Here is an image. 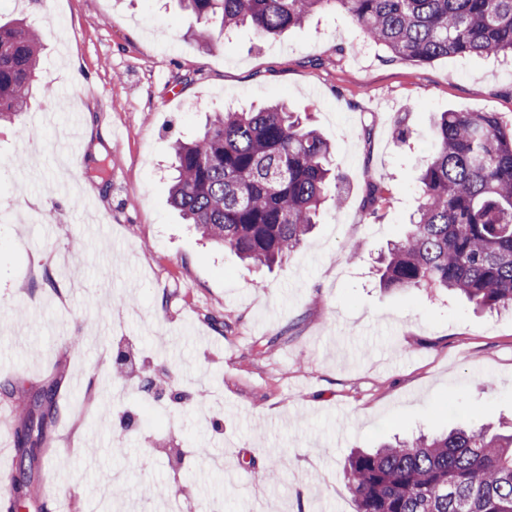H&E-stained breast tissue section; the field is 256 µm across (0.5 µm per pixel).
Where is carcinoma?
Instances as JSON below:
<instances>
[{
    "instance_id": "obj_1",
    "label": "carcinoma",
    "mask_w": 512,
    "mask_h": 512,
    "mask_svg": "<svg viewBox=\"0 0 512 512\" xmlns=\"http://www.w3.org/2000/svg\"><path fill=\"white\" fill-rule=\"evenodd\" d=\"M211 46L220 17L225 39L249 25L261 37L299 27L339 5L363 39L394 57L430 63L448 56L512 57V0H182ZM43 30L31 21L0 24V121L24 111L33 91ZM435 150L420 177L416 216L388 248L385 289L445 288L483 310L512 308V120L497 112H443ZM171 206L202 236L253 264L293 255L340 183L330 146L280 103L209 115L190 141L173 145ZM383 182L368 189L369 214L389 203ZM24 415L23 438L41 440L54 418ZM344 470L356 512H512V433L452 430L355 450Z\"/></svg>"
}]
</instances>
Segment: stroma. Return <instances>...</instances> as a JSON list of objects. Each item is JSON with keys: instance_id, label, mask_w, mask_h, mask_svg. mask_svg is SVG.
Listing matches in <instances>:
<instances>
[{"instance_id": "35a3bbf8", "label": "stroma", "mask_w": 512, "mask_h": 512, "mask_svg": "<svg viewBox=\"0 0 512 512\" xmlns=\"http://www.w3.org/2000/svg\"><path fill=\"white\" fill-rule=\"evenodd\" d=\"M45 9L35 96L0 125V415L50 385L60 406L24 512H43L44 486L68 512H96L116 471L122 512H167L175 494L181 512L215 498L224 512H355L352 449L512 424V311L384 291L377 276L409 231L435 116H512V61H402L337 6L266 38L211 25L209 50L178 0ZM275 101L311 115L342 181L298 252L267 270L206 243L168 193L176 139L209 112ZM75 152L80 165H63ZM378 180L392 201L370 220ZM118 352L184 401L118 376ZM124 409L137 415L126 429Z\"/></svg>"}]
</instances>
